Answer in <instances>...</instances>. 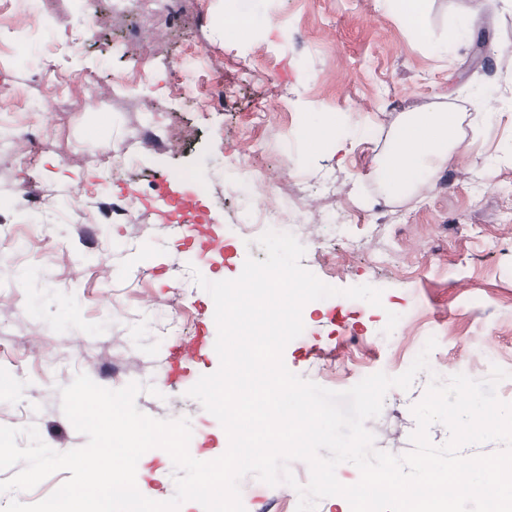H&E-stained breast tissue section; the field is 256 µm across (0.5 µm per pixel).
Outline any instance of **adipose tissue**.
I'll use <instances>...</instances> for the list:
<instances>
[{"mask_svg":"<svg viewBox=\"0 0 512 512\" xmlns=\"http://www.w3.org/2000/svg\"><path fill=\"white\" fill-rule=\"evenodd\" d=\"M458 130L459 115L455 112L408 114L389 140L378 178L390 192L404 193L422 182L433 164L447 161Z\"/></svg>","mask_w":512,"mask_h":512,"instance_id":"obj_1","label":"adipose tissue"}]
</instances>
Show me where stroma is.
Returning a JSON list of instances; mask_svg holds the SVG:
<instances>
[{
    "label": "stroma",
    "mask_w": 512,
    "mask_h": 512,
    "mask_svg": "<svg viewBox=\"0 0 512 512\" xmlns=\"http://www.w3.org/2000/svg\"><path fill=\"white\" fill-rule=\"evenodd\" d=\"M251 26L245 39L224 38L225 0H180L173 20L137 14L113 23L94 40L74 45L83 0H29L48 14L36 32L11 34L0 58V92L17 105L0 112V425H36L53 450L83 447L62 411L60 389L77 373L120 389L137 381L145 390L137 408L159 420L188 418L190 454L210 461L223 455L224 430L187 386L167 384L176 339L170 314L187 309L185 335L218 333L211 296L195 281L237 278L247 257L265 259L255 238L238 226L249 204L227 193L236 170L263 171L274 190L269 209L301 220L302 266L333 277L339 295L307 303L304 330L289 342V371L333 391L387 371L391 344L412 329L398 320L415 304L428 325L453 338L436 361L483 380V349L512 352V0H486L477 20L469 0H425L419 21L400 13L394 0H245ZM489 32L491 66L473 65L475 39ZM162 50L146 79L127 93L114 76L128 72L141 43ZM211 58L193 76L196 98L174 93L169 66L189 47ZM94 82L98 107L46 110L34 76L47 65ZM231 93L226 110L205 112L201 98L214 81ZM158 113L171 146L139 153L120 177L104 173L94 141L113 153L132 151L144 108ZM445 107L463 114L461 160L443 164L415 190L390 197L372 175L406 114ZM339 118L336 139L312 149L288 143L289 125L310 127ZM296 175L286 177L284 164ZM193 173L205 191L199 200L224 227V252L199 266L195 247L176 228L159 223L152 204L155 181ZM52 191V204L28 200L33 183ZM83 203L69 205L72 191ZM136 203L125 224L101 220L105 201ZM391 248L396 265L376 268L372 252ZM345 262L333 269L326 250ZM373 283L381 306L359 301L348 311L344 289ZM428 381L390 389L378 417L367 420L376 449L400 456L413 444L411 412ZM149 474H137L152 500L175 493L168 453L152 449ZM289 469L296 486L268 485L249 475L240 482L245 512H296L297 486L310 469Z\"/></svg>",
    "instance_id": "1"
}]
</instances>
